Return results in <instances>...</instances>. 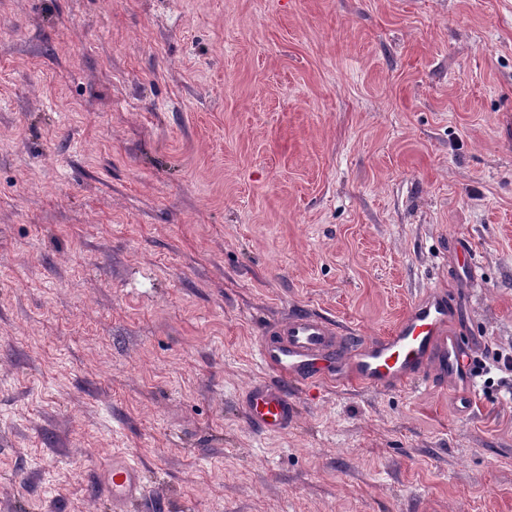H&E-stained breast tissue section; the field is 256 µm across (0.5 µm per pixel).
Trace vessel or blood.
I'll return each instance as SVG.
<instances>
[{"mask_svg": "<svg viewBox=\"0 0 512 512\" xmlns=\"http://www.w3.org/2000/svg\"><path fill=\"white\" fill-rule=\"evenodd\" d=\"M458 302L443 292L427 294L388 335L367 341L338 335L333 325L300 312L271 325L257 344L259 365L273 380L253 384L244 397L245 413L266 434L286 432L295 419L290 384L329 381L383 390L426 375L453 383L456 411L465 416L475 398V375L454 331ZM112 512H130L149 493L139 463L114 455L106 472Z\"/></svg>", "mask_w": 512, "mask_h": 512, "instance_id": "obj_1", "label": "vessel or blood"}]
</instances>
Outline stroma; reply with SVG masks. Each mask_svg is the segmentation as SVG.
<instances>
[{
	"label": "stroma",
	"mask_w": 512,
	"mask_h": 512,
	"mask_svg": "<svg viewBox=\"0 0 512 512\" xmlns=\"http://www.w3.org/2000/svg\"><path fill=\"white\" fill-rule=\"evenodd\" d=\"M467 239L475 269L456 247ZM458 297L490 371L239 398L296 310ZM512 0H0V512H512ZM113 512H129L131 507L149 494L139 463L131 456L115 454L106 472Z\"/></svg>",
	"instance_id": "stroma-1"
}]
</instances>
